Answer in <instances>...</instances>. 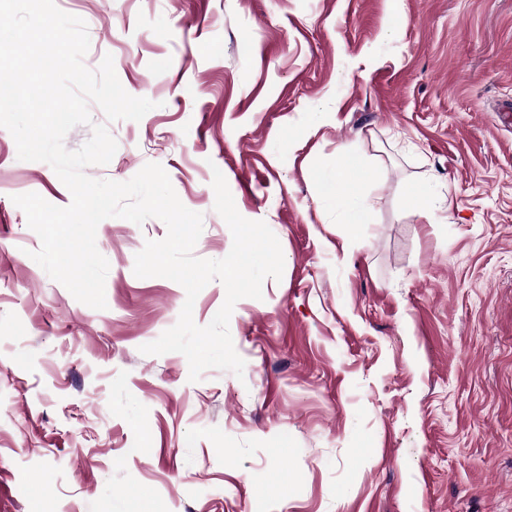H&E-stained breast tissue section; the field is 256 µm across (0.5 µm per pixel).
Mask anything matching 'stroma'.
Returning a JSON list of instances; mask_svg holds the SVG:
<instances>
[{"label":"stroma","mask_w":512,"mask_h":512,"mask_svg":"<svg viewBox=\"0 0 512 512\" xmlns=\"http://www.w3.org/2000/svg\"><path fill=\"white\" fill-rule=\"evenodd\" d=\"M140 121L87 176L160 164L225 257L214 171L278 238L281 279L229 321L244 375L141 346L184 288L133 273L167 227L108 218L107 307L31 257L13 196L65 207L0 128V512H512V0H55ZM364 165L358 235L328 186ZM431 197L427 214L419 198ZM142 449L132 458L128 449Z\"/></svg>","instance_id":"obj_1"}]
</instances>
